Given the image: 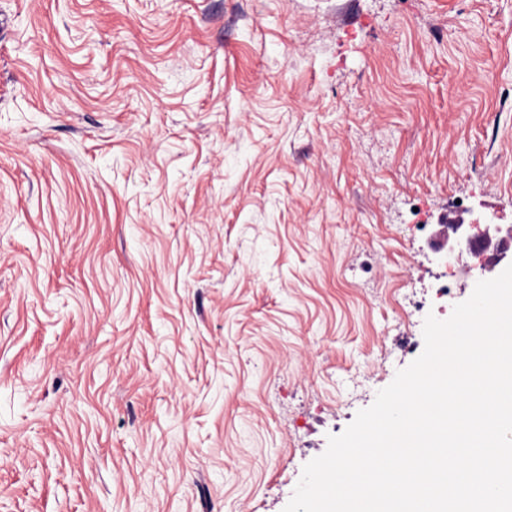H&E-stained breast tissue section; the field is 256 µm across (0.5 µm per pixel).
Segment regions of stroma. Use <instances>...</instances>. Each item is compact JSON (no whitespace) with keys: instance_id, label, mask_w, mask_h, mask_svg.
<instances>
[{"instance_id":"obj_1","label":"stroma","mask_w":512,"mask_h":512,"mask_svg":"<svg viewBox=\"0 0 512 512\" xmlns=\"http://www.w3.org/2000/svg\"><path fill=\"white\" fill-rule=\"evenodd\" d=\"M460 205L512 228V0H0V512H284L512 264ZM462 219L463 218L455 212H450L448 214V224H452L451 230L448 233V239L450 237H452L453 240H455L456 245L458 247H460L461 249L463 246L468 248L470 246V244L473 242L472 238L474 237V236L469 235V233H468V228H473L474 225L473 224H458L462 221ZM469 251L475 255L481 254V253L477 252L475 250V248H473V247H469Z\"/></svg>"}]
</instances>
